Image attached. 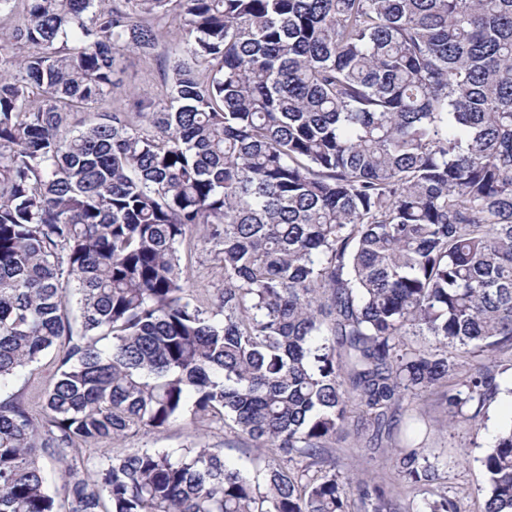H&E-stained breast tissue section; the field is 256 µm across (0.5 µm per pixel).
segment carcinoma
I'll list each match as a JSON object with an SVG mask.
<instances>
[{"mask_svg":"<svg viewBox=\"0 0 512 512\" xmlns=\"http://www.w3.org/2000/svg\"><path fill=\"white\" fill-rule=\"evenodd\" d=\"M171 19L187 60L119 100ZM52 350L37 412L0 401V512H398L336 465L351 403L415 512H457L392 422L441 388L474 424L512 371V0H0V386ZM187 418L263 472L77 460ZM481 464L512 512V421ZM182 262L188 266L191 283L193 288H198L202 294H212L216 296L215 288H224V284L218 276V261L214 257V252H210L208 247H204L201 241L193 234L181 248Z\"/></svg>","mask_w":512,"mask_h":512,"instance_id":"carcinoma-1","label":"carcinoma"}]
</instances>
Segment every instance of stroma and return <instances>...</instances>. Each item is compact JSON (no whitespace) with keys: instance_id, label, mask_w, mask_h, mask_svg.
<instances>
[{"instance_id":"35a3bbf8","label":"stroma","mask_w":512,"mask_h":512,"mask_svg":"<svg viewBox=\"0 0 512 512\" xmlns=\"http://www.w3.org/2000/svg\"><path fill=\"white\" fill-rule=\"evenodd\" d=\"M184 45V36L178 25H171L168 34L150 55L126 54L121 62L123 73L122 94L133 95L149 89L159 91L160 68L177 59ZM182 262L190 272L193 287L201 293L211 294L220 287L218 262L209 248L198 239H191L181 249ZM59 362L49 353L32 367L21 372L7 387L0 389V400L9 397L23 399L31 408H38L41 398L53 382ZM504 387L490 404L477 428L462 424L446 427L447 415L437 399H429L424 409L428 432L423 441V453L438 466L442 475L439 486L457 505L458 512H480L478 491L485 483L480 459L483 451L492 446L499 428L512 420V394L505 390L512 384V375L503 374ZM203 440L211 447L222 449L226 460L236 463L248 472L263 468L265 459L252 442L233 431L211 429L202 423L187 420L172 423L162 432L147 437L127 439L120 444L105 441L89 449L80 450V457L88 461V475H95L98 463L110 457L116 449L134 451L140 448H164L182 453L194 440ZM337 463H347L358 472L374 477L390 490L399 505V512H411L418 501L417 491L403 482L389 464V448H370L355 432H348L335 442Z\"/></svg>"}]
</instances>
